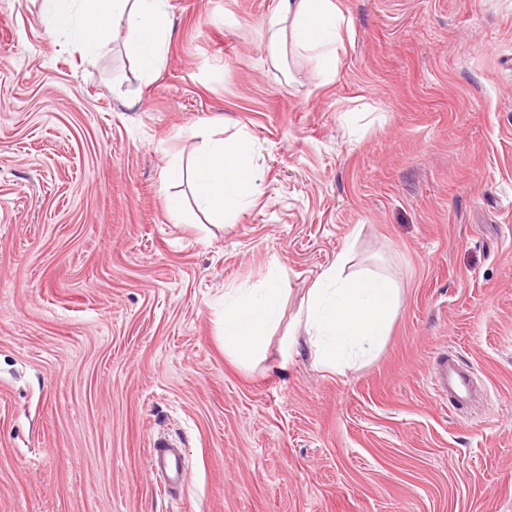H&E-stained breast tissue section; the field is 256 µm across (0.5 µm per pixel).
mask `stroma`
<instances>
[{
	"instance_id": "obj_1",
	"label": "stroma",
	"mask_w": 512,
	"mask_h": 512,
	"mask_svg": "<svg viewBox=\"0 0 512 512\" xmlns=\"http://www.w3.org/2000/svg\"><path fill=\"white\" fill-rule=\"evenodd\" d=\"M277 3L169 0L146 82L122 42L84 57L40 0H0V512H512V0H338L327 84L272 64ZM208 131L246 133L260 170L221 224L185 184L172 216L161 183ZM344 250L398 308L332 370L298 316ZM272 276L237 359L224 296ZM444 353L480 405L434 392ZM282 279L273 276L260 293L224 297V346L239 358L250 355L275 320L282 295ZM152 469L160 472L166 486L179 487L183 480V463L180 454L169 443L157 439L151 448Z\"/></svg>"
}]
</instances>
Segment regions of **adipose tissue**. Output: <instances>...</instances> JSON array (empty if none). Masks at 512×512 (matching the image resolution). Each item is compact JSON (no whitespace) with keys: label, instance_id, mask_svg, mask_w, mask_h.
Listing matches in <instances>:
<instances>
[{"label":"adipose tissue","instance_id":"1","mask_svg":"<svg viewBox=\"0 0 512 512\" xmlns=\"http://www.w3.org/2000/svg\"><path fill=\"white\" fill-rule=\"evenodd\" d=\"M40 16L50 32L82 54L119 39L144 78L164 64L171 36L168 0H41ZM343 23L334 0H279L265 22L268 54L276 63L291 55L314 59L319 77L331 81ZM162 178L168 186L190 183L197 209L224 220L228 211L249 204L258 188L253 143L237 134L207 140L190 164L171 161ZM348 261V253H340L313 282L304 303V329L315 339L320 362L336 370L376 352L396 309L391 280L346 273ZM281 295L282 279L275 276L259 293L225 301V347L240 358L250 355L275 320Z\"/></svg>","mask_w":512,"mask_h":512}]
</instances>
